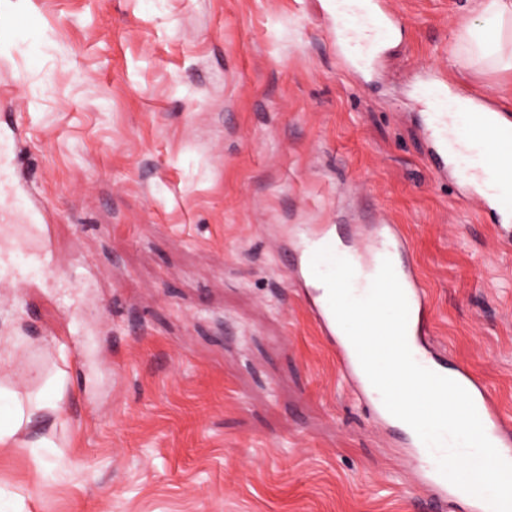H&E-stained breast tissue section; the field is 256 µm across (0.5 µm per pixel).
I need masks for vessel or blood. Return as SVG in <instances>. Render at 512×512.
I'll return each instance as SVG.
<instances>
[{
  "label": "vessel or blood",
  "mask_w": 512,
  "mask_h": 512,
  "mask_svg": "<svg viewBox=\"0 0 512 512\" xmlns=\"http://www.w3.org/2000/svg\"><path fill=\"white\" fill-rule=\"evenodd\" d=\"M403 26L402 17L387 9L384 0H336L331 35L347 66L354 69L385 49ZM417 97L426 105L436 177L453 170L461 180L488 183L482 199L484 208L512 215V194L505 191L507 178L497 165L501 157L512 154V124H505L501 113L486 101L449 91L447 81L433 71L423 73ZM16 139L14 127L0 126V223H13L15 215H23L26 232L16 243L0 248V268L6 269L14 284L22 288L31 283L36 272L51 267L54 256L47 242L50 225L46 208L14 172L11 145ZM336 235L333 224H310L291 230L287 249L295 261L287 274L294 287L301 290L315 324L334 350L342 378L363 398L376 423L394 430L400 427V420L384 407L380 393L368 380L353 345L330 309L327 291L311 272L314 252L333 246ZM386 258L392 261L408 300L407 340L413 356L421 366L440 371L439 358L423 341L432 316L427 291L411 261L409 242L396 225L375 224L367 246L353 249V291L365 295ZM453 378L472 396L489 440L504 459L512 461V419L501 411L486 381L465 364L455 367ZM408 448L422 486L432 499L455 504L460 512H490L486 502L455 487L439 473L434 455L417 435H410Z\"/></svg>",
  "instance_id": "obj_1"
}]
</instances>
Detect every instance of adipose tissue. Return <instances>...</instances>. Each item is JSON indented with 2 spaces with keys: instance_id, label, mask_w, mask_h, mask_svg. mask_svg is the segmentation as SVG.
<instances>
[{
  "instance_id": "ef3b65f1",
  "label": "adipose tissue",
  "mask_w": 512,
  "mask_h": 512,
  "mask_svg": "<svg viewBox=\"0 0 512 512\" xmlns=\"http://www.w3.org/2000/svg\"><path fill=\"white\" fill-rule=\"evenodd\" d=\"M479 11V25L473 27L464 20L459 23L464 35V52L472 61L512 69V0H480ZM48 385L52 395L46 401L31 400L19 391L0 385L1 447L15 443L40 413L58 409L65 395L64 375L55 374Z\"/></svg>"
}]
</instances>
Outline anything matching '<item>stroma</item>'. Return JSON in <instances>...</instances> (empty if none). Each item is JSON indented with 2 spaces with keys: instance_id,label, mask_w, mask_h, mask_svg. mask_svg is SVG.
I'll use <instances>...</instances> for the list:
<instances>
[{
  "instance_id": "35a3bbf8",
  "label": "stroma",
  "mask_w": 512,
  "mask_h": 512,
  "mask_svg": "<svg viewBox=\"0 0 512 512\" xmlns=\"http://www.w3.org/2000/svg\"><path fill=\"white\" fill-rule=\"evenodd\" d=\"M405 26L344 71L329 0H0V115L58 272L0 274V375L57 413L0 447V512H434L291 288L280 241L398 225L438 357L512 415V244L426 155L423 70L512 114V70L461 64L477 0H387Z\"/></svg>"
}]
</instances>
